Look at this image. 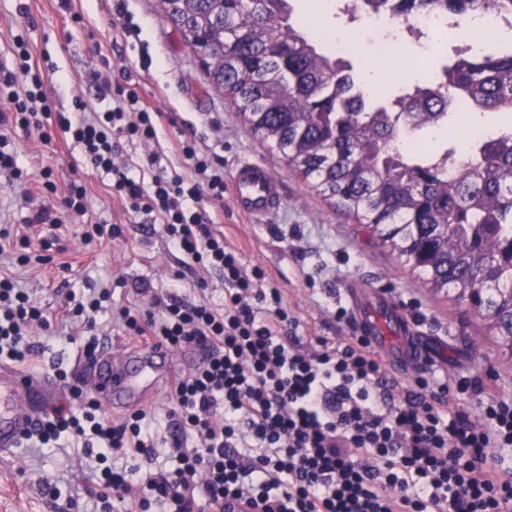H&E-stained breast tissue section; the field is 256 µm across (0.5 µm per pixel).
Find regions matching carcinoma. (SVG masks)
I'll use <instances>...</instances> for the list:
<instances>
[{
	"mask_svg": "<svg viewBox=\"0 0 512 512\" xmlns=\"http://www.w3.org/2000/svg\"><path fill=\"white\" fill-rule=\"evenodd\" d=\"M211 83L288 168L354 216L401 264L481 320L512 356V129L435 155L398 148L457 115L512 109V47L443 67L446 84L370 96L353 68L292 21L288 0H159ZM418 11L512 18V0H355L397 20ZM462 164L452 176L448 164Z\"/></svg>",
	"mask_w": 512,
	"mask_h": 512,
	"instance_id": "cac0c4a2",
	"label": "carcinoma"
}]
</instances>
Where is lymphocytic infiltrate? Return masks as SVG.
I'll return each instance as SVG.
<instances>
[{"label": "lymphocytic infiltrate", "mask_w": 512, "mask_h": 512, "mask_svg": "<svg viewBox=\"0 0 512 512\" xmlns=\"http://www.w3.org/2000/svg\"><path fill=\"white\" fill-rule=\"evenodd\" d=\"M15 67L0 74L6 111H0V174L25 183L28 171L7 129L39 131L50 142L47 121L81 145L94 169L111 174L113 194L133 212L159 223L161 235L184 255L196 274L195 298L151 296L147 309L114 307L112 292L59 291L52 309L14 278L0 276V363L24 371L40 358L36 331L81 343L86 361L100 348L97 318L111 312L126 335L201 356L191 372L168 389L165 412L138 409L115 418L87 385L56 370L64 394L30 420L23 441L58 448L73 440L100 469L102 512H226L246 501L252 512H512V398L486 397L479 386L419 378L405 389L386 379L378 354L360 336L307 353L292 343L295 321L281 289L269 287L261 269H247L223 230L196 208L224 198V171L197 141L180 139L176 150L187 173L160 168L151 149L161 115L138 94L91 71L106 106L85 115L75 98L70 112L54 101L34 73L23 38L15 40ZM146 146L143 184L115 162L121 140ZM13 239L19 266L50 264L58 237ZM224 279L221 304L203 294L205 276ZM144 469L150 498L138 497L130 468ZM175 461L159 466L160 456Z\"/></svg>", "instance_id": "f902f5d3"}]
</instances>
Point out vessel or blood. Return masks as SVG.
I'll return each mask as SVG.
<instances>
[{
  "label": "vessel or blood",
  "instance_id": "1",
  "mask_svg": "<svg viewBox=\"0 0 512 512\" xmlns=\"http://www.w3.org/2000/svg\"><path fill=\"white\" fill-rule=\"evenodd\" d=\"M231 184L234 210L254 220L266 219L284 203L280 181L259 162L238 163ZM343 292L357 334L366 337L392 367L408 370L424 361L418 331L390 291L371 290L362 280L351 278ZM85 375L109 408L125 409L168 387L176 376V360L167 347L154 344L117 355L107 351ZM60 396L49 377H28L0 366V447H13L29 417Z\"/></svg>",
  "mask_w": 512,
  "mask_h": 512
}]
</instances>
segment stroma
<instances>
[{
  "label": "stroma",
  "instance_id": "stroma-1",
  "mask_svg": "<svg viewBox=\"0 0 512 512\" xmlns=\"http://www.w3.org/2000/svg\"><path fill=\"white\" fill-rule=\"evenodd\" d=\"M120 3L125 6L121 14L116 11ZM128 18L139 25V34L126 32ZM323 22L351 36L354 47L345 60L355 73L373 64L375 36L360 35L357 23L341 9L325 15ZM18 35L27 42L34 64H54L47 90L57 110L72 111L77 95L89 110L99 109L86 79L96 67L127 83L145 106L172 113V123L163 126L154 146L168 170L185 168L172 150L175 140L193 138L221 160L225 172H232L239 161L252 160L282 179L285 202L263 223L234 214L227 200H206L202 207L223 229L225 242L239 252L244 266L262 269L270 285L282 289L296 322L293 334L302 346L316 348L321 337L332 344L349 340L352 328L337 320L336 311L345 304L342 282L357 277L370 286L389 287L410 305L409 315L426 347L424 368L403 373L390 368L388 377L408 388L426 372L444 379L476 377L487 391L512 396V357L484 336L480 320L433 294L389 249L371 242L352 217L318 197L280 154L262 144L211 86L198 54L162 13L158 0H0V70L12 68ZM13 139L31 175H38L41 166H54L57 192L28 199L23 187L0 176V225L21 231L36 210L58 207L59 194L74 179L86 185L87 213L82 223L69 224L64 231L62 259L69 268L62 276L22 269L6 259L0 261L1 273L53 304L64 282L77 292L110 284L119 307L143 304L145 288L164 296L192 283L194 275L179 254L168 251L160 234L129 203L113 197L111 176L92 168L79 146L57 134L47 145L21 133ZM86 223L125 224L129 231L125 240L88 249L80 239ZM96 486L80 444L38 451L19 443L0 450V512H98L100 505L91 496Z\"/></svg>",
  "mask_w": 512,
  "mask_h": 512
}]
</instances>
